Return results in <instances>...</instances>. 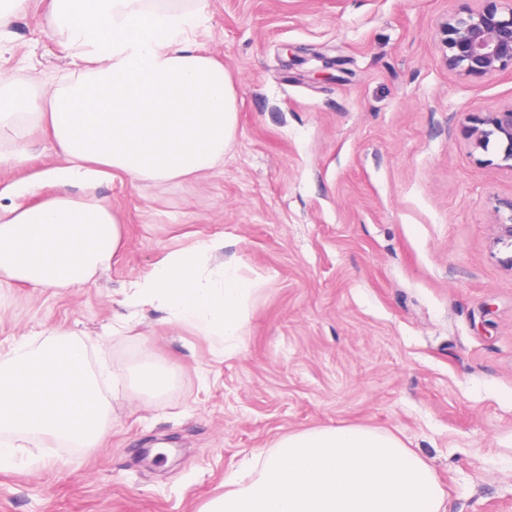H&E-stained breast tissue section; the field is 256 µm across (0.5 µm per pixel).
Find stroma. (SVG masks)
<instances>
[{
	"instance_id": "stroma-1",
	"label": "stroma",
	"mask_w": 512,
	"mask_h": 512,
	"mask_svg": "<svg viewBox=\"0 0 512 512\" xmlns=\"http://www.w3.org/2000/svg\"><path fill=\"white\" fill-rule=\"evenodd\" d=\"M466 0H208L194 47L234 87L237 129L217 174L123 176L95 196L124 247L81 288L0 275V362L50 334L80 340L112 422L99 444L12 434L0 512H203L224 477L283 434L359 425L425 457L446 512H512V242L495 211L512 170L472 150L474 113L512 102V72L465 79L437 35ZM76 47L27 0L0 32V75L42 93L0 133V206L50 198L47 97ZM220 240L261 285L242 343L128 302L168 252ZM172 368L139 395L144 362ZM150 451L137 462L139 449ZM172 378V373L154 363L146 362L140 365L135 373V384L139 394L154 397L166 391Z\"/></svg>"
}]
</instances>
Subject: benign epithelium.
Listing matches in <instances>:
<instances>
[{
	"instance_id": "obj_1",
	"label": "benign epithelium",
	"mask_w": 512,
	"mask_h": 512,
	"mask_svg": "<svg viewBox=\"0 0 512 512\" xmlns=\"http://www.w3.org/2000/svg\"><path fill=\"white\" fill-rule=\"evenodd\" d=\"M439 28L448 69L465 78H491L512 70V0H477ZM495 138L503 166L512 170V103L485 113L466 129L475 150Z\"/></svg>"
}]
</instances>
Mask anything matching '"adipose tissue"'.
I'll return each instance as SVG.
<instances>
[{"instance_id": "adipose-tissue-1", "label": "adipose tissue", "mask_w": 512, "mask_h": 512, "mask_svg": "<svg viewBox=\"0 0 512 512\" xmlns=\"http://www.w3.org/2000/svg\"><path fill=\"white\" fill-rule=\"evenodd\" d=\"M55 26L78 47L70 79L50 96L49 124L62 164L47 170L54 196L0 214V273L39 288H80L120 249L111 208L75 197L122 173L166 182L216 169L237 123L233 85L222 64L189 35L208 0L174 9L163 0H50ZM31 88L0 78V129L31 113ZM202 239L167 253L130 284L134 299L162 302L170 321L218 337L231 354L244 334L259 283L243 262L216 260ZM106 405L85 350L59 338L0 362V432L91 447L109 431Z\"/></svg>"}]
</instances>
